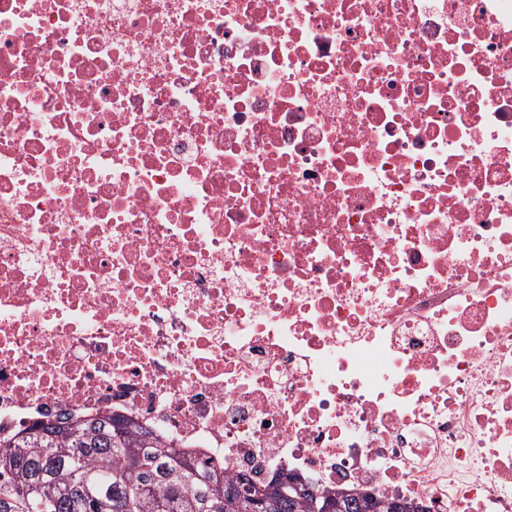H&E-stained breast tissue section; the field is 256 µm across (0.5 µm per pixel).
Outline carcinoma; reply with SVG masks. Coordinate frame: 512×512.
<instances>
[{"label": "carcinoma", "instance_id": "cac0c4a2", "mask_svg": "<svg viewBox=\"0 0 512 512\" xmlns=\"http://www.w3.org/2000/svg\"><path fill=\"white\" fill-rule=\"evenodd\" d=\"M426 512L417 502L321 492L290 475L265 488L110 417L31 428L0 440V512Z\"/></svg>", "mask_w": 512, "mask_h": 512}]
</instances>
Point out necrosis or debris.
<instances>
[{"mask_svg": "<svg viewBox=\"0 0 512 512\" xmlns=\"http://www.w3.org/2000/svg\"><path fill=\"white\" fill-rule=\"evenodd\" d=\"M512 512V0H0V433Z\"/></svg>", "mask_w": 512, "mask_h": 512, "instance_id": "4bbe7bcc", "label": "necrosis or debris"}]
</instances>
